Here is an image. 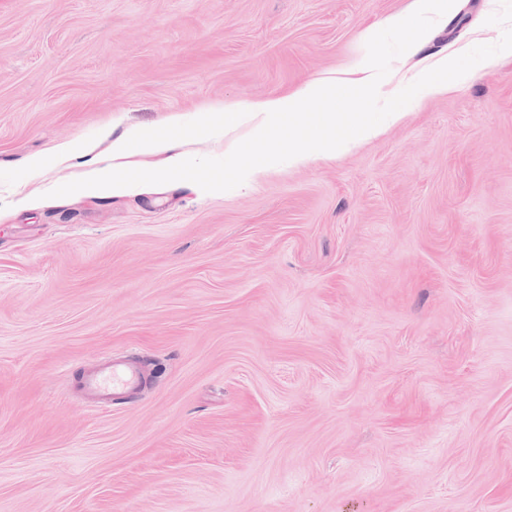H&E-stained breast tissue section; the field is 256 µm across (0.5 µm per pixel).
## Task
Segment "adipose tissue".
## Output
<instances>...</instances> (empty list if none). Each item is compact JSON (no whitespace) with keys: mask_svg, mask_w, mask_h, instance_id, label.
Instances as JSON below:
<instances>
[{"mask_svg":"<svg viewBox=\"0 0 512 512\" xmlns=\"http://www.w3.org/2000/svg\"><path fill=\"white\" fill-rule=\"evenodd\" d=\"M363 97L371 104L368 112H334L331 104ZM325 103L329 109L312 115L311 123L297 129L300 112L309 103ZM401 98L386 90L380 76L366 66H357L336 79H320L286 95L251 102L246 107L225 106L219 120L204 119L190 132H154L130 130L113 139L106 155L89 158V172L80 178L76 191L85 194L117 193L130 186L134 155L149 152L160 156L162 172L193 169L195 158L189 151L191 142L216 135H226L238 127L252 129L259 147L256 159L232 174L234 182L248 186L258 182L269 170L295 167L312 160L309 144H317L323 159H333L402 121Z\"/></svg>","mask_w":512,"mask_h":512,"instance_id":"adipose-tissue-1","label":"adipose tissue"}]
</instances>
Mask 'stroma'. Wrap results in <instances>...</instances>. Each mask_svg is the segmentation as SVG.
<instances>
[{"label": "stroma", "instance_id": "1", "mask_svg": "<svg viewBox=\"0 0 512 512\" xmlns=\"http://www.w3.org/2000/svg\"><path fill=\"white\" fill-rule=\"evenodd\" d=\"M415 8L0 0V512H512V0ZM448 57L336 159L219 186L211 139L73 190L127 130ZM111 357L155 378L100 405ZM453 66V61L445 59L439 66L440 73H415L409 79V86L420 96L448 92L453 86L448 82L447 73Z\"/></svg>", "mask_w": 512, "mask_h": 512}]
</instances>
